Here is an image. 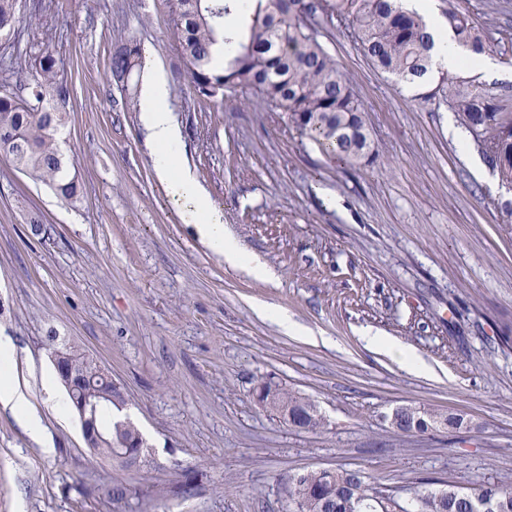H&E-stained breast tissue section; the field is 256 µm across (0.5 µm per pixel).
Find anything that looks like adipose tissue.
<instances>
[{"label":"adipose tissue","instance_id":"1","mask_svg":"<svg viewBox=\"0 0 512 512\" xmlns=\"http://www.w3.org/2000/svg\"><path fill=\"white\" fill-rule=\"evenodd\" d=\"M404 9L423 16L434 34L433 66L448 72L460 66L461 54L447 27L435 19L432 0H401ZM139 120L146 132L155 176L170 197L185 207V221L192 224L200 242L223 257L232 267L247 269L256 278L272 279V271L257 255L228 234L224 221L208 192L197 181L181 153L182 129L169 105L166 73L152 69L141 86ZM14 347L0 340V407L9 409L20 426L32 437L43 435L40 417L30 409L26 392L17 382L13 366Z\"/></svg>","mask_w":512,"mask_h":512}]
</instances>
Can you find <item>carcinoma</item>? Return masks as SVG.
<instances>
[{
  "label": "carcinoma",
  "mask_w": 512,
  "mask_h": 512,
  "mask_svg": "<svg viewBox=\"0 0 512 512\" xmlns=\"http://www.w3.org/2000/svg\"><path fill=\"white\" fill-rule=\"evenodd\" d=\"M252 2L249 19L229 37L224 34V17L231 12L230 0H175L173 31L199 97L222 99L226 91L248 90L283 112L288 124L328 157L351 165L371 163L379 151L370 137L364 107L310 26L319 14L334 16L347 22L374 67L416 89L414 99L453 112L483 164L501 186L512 187V82L444 74L435 88H429L434 37L423 17L404 10L398 0H308L306 25L293 7H280V0ZM444 22L465 54L464 70H471L473 59L486 51L488 36L455 7L444 12ZM19 23L17 0H0V36L15 33ZM220 37L236 42L237 50L218 69L211 47ZM140 59L135 42L113 53V82L127 87ZM24 73L30 79L23 94L0 91V156L71 201L78 197V184L60 154L58 134L66 113L56 103L70 99L72 84L64 80L49 51L15 58L0 81L6 87L12 77ZM77 370L83 384L69 395L70 403L112 394L104 408L87 414L107 431L98 453L118 461L120 457L111 454L113 448L141 452L145 439L140 430L128 418L112 416V409L124 404L120 390L109 387L90 358L77 360ZM256 394L265 408L291 427L316 431L325 425L316 404L294 391L263 382ZM410 409L407 417L384 419L404 434L416 427L428 432L467 425L462 413L413 405ZM280 484L289 512H512V482L489 485L475 494L457 495L452 489L418 493L408 509L378 490L361 469L287 473Z\"/></svg>",
  "instance_id": "cac0c4a2"
}]
</instances>
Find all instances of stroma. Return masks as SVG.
<instances>
[{"mask_svg":"<svg viewBox=\"0 0 512 512\" xmlns=\"http://www.w3.org/2000/svg\"><path fill=\"white\" fill-rule=\"evenodd\" d=\"M433 4L512 31V0ZM19 5L39 22L0 39V62L43 47L57 58L74 89L60 146L82 194L66 203L0 159V337L45 427L33 439L0 407V512H288L280 476L319 467L364 470L402 504L425 481L474 493L512 479V223L500 213L512 194L458 148L447 109L412 100L350 28L319 17L380 151L344 165L250 92L199 98L174 0ZM130 41L166 72L185 155L225 228L274 280L205 248L159 185L130 98L144 73L125 89L108 74ZM368 332L413 349L427 372L368 349ZM51 335L111 372L147 440L137 466L91 452L77 413L57 412L65 388L43 385ZM264 381L315 400L325 427L299 431L263 408ZM409 403L472 425L398 434L383 417Z\"/></svg>","mask_w":512,"mask_h":512,"instance_id":"obj_1","label":"stroma"}]
</instances>
